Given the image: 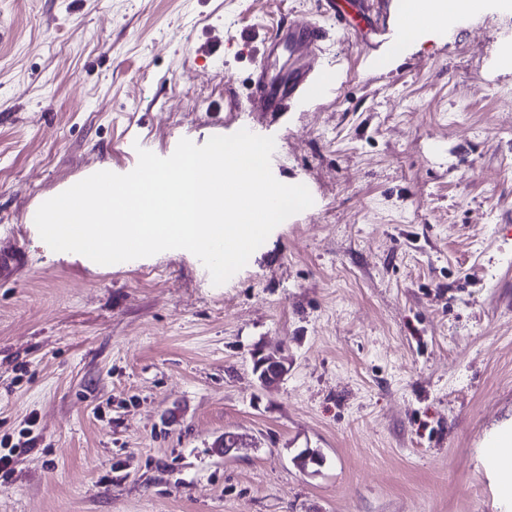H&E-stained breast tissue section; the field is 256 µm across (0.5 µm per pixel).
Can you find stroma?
I'll return each instance as SVG.
<instances>
[{"instance_id": "stroma-1", "label": "stroma", "mask_w": 512, "mask_h": 512, "mask_svg": "<svg viewBox=\"0 0 512 512\" xmlns=\"http://www.w3.org/2000/svg\"><path fill=\"white\" fill-rule=\"evenodd\" d=\"M382 9L326 23L325 91L270 116L235 104L317 0H0V251L25 258L0 277V437L37 436L0 512H512L485 462L512 431V9L395 53L366 43ZM245 126L314 203L223 284L29 221L138 149ZM254 373L257 376L259 385L267 388L275 386L288 375V363L274 356H270L260 349L256 356H254Z\"/></svg>"}]
</instances>
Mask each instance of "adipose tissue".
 Masks as SVG:
<instances>
[{"instance_id": "1", "label": "adipose tissue", "mask_w": 512, "mask_h": 512, "mask_svg": "<svg viewBox=\"0 0 512 512\" xmlns=\"http://www.w3.org/2000/svg\"><path fill=\"white\" fill-rule=\"evenodd\" d=\"M490 6V0H409L406 11L414 19L405 26L404 35L411 38L426 31H450L460 18L482 14Z\"/></svg>"}]
</instances>
